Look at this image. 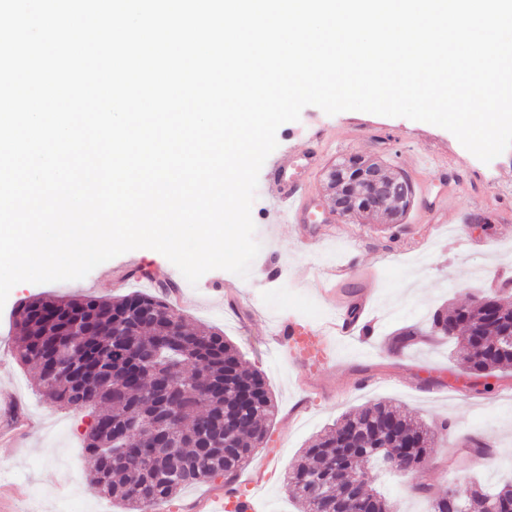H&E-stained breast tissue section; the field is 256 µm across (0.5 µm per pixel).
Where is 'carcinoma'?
Instances as JSON below:
<instances>
[{"instance_id": "cac0c4a2", "label": "carcinoma", "mask_w": 512, "mask_h": 512, "mask_svg": "<svg viewBox=\"0 0 512 512\" xmlns=\"http://www.w3.org/2000/svg\"><path fill=\"white\" fill-rule=\"evenodd\" d=\"M332 197L359 211L360 184H329ZM402 197L381 209L403 220ZM512 325V304L493 297L487 307L436 311L432 333L460 340L470 373L493 376L512 368V355L495 338ZM17 360L38 374L40 395L61 408L95 409L85 448L94 458L90 483L128 512L171 504L189 485L212 481L220 469L238 472L268 436L275 404L263 374L243 365L223 334L190 331L166 300L131 292L116 299L34 297L17 311ZM410 446L398 472L420 474L434 452L436 433L391 403L342 417L305 449L291 468L286 490L302 512H392L376 490L355 487L358 469L378 460L377 445ZM409 491L429 500V512H447L448 496H435L421 480ZM456 494L467 512H484L487 497L512 500V482L488 491L472 485Z\"/></svg>"}]
</instances>
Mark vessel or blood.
I'll return each mask as SVG.
<instances>
[{"label":"vessel or blood","instance_id":"obj_1","mask_svg":"<svg viewBox=\"0 0 512 512\" xmlns=\"http://www.w3.org/2000/svg\"><path fill=\"white\" fill-rule=\"evenodd\" d=\"M319 135H312L311 148L297 151L289 148L274 158L266 175L272 186L277 215L291 224L305 225L307 231H314L309 208L306 204L307 188L298 174V160H305L307 166L314 167L321 156L316 149ZM452 202L450 192L441 190L427 197L421 213L428 223L441 220ZM334 280L335 286L328 295L334 308V315L319 327L313 328L297 320L280 322L274 341L283 347L288 361L297 369L310 366H325L332 362V343L339 339L353 338L368 328L372 320L368 316L370 296L366 289L355 285V264L347 262L326 271ZM259 498L249 492L240 493L234 498H225L217 491L201 502L202 512H257Z\"/></svg>","mask_w":512,"mask_h":512}]
</instances>
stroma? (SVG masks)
Returning a JSON list of instances; mask_svg holds the SVG:
<instances>
[{
	"instance_id": "obj_1",
	"label": "stroma",
	"mask_w": 512,
	"mask_h": 512,
	"mask_svg": "<svg viewBox=\"0 0 512 512\" xmlns=\"http://www.w3.org/2000/svg\"><path fill=\"white\" fill-rule=\"evenodd\" d=\"M322 130L320 167L303 180L323 222L320 240H307L298 225L273 221V189L259 182L251 208L261 251L247 278L224 271L204 274L192 286L157 251L140 248L96 267L84 279L21 283L0 308V385L21 397L17 419L27 422L21 445L0 444V480L20 490L18 512H58L69 500L71 512H124L118 502L97 494L89 483L93 461L84 439L93 421L91 410L69 411L35 394L34 375L15 358L14 314L32 296L93 295L118 297L134 291L155 294L162 283L176 287L184 302L179 310L193 329H216L238 348L247 366L261 371L277 406L268 447L259 449L235 477L233 486H253L265 512H300L286 494L285 479L305 448L333 427L345 413L384 401L437 429V448L424 478L434 492L480 482L493 487L512 477V374L484 379L466 372L462 347L431 337L429 342L398 345L401 328L423 329L435 309L455 307L480 297H512V286L492 288L499 271L512 272V212L501 209L500 196L512 193V148L491 162L480 161L448 130L405 117L362 111L326 114L306 106L298 121L281 125L279 149L308 147V136ZM356 155L380 157L407 173L414 187L439 185L440 164L454 159L466 171L446 222L426 224L419 207L404 223L367 222L333 214L324 178L326 167ZM357 254L361 268L372 271L377 325L365 339L336 346L332 372L308 375L289 365L270 341L279 321L295 317L317 326L333 313L317 291L320 271ZM306 404L307 412L289 422L290 410ZM450 431H442V424ZM485 442L491 453L477 458L471 439ZM368 482L382 492L396 512H427L421 497L409 494V477L373 471Z\"/></svg>"
}]
</instances>
